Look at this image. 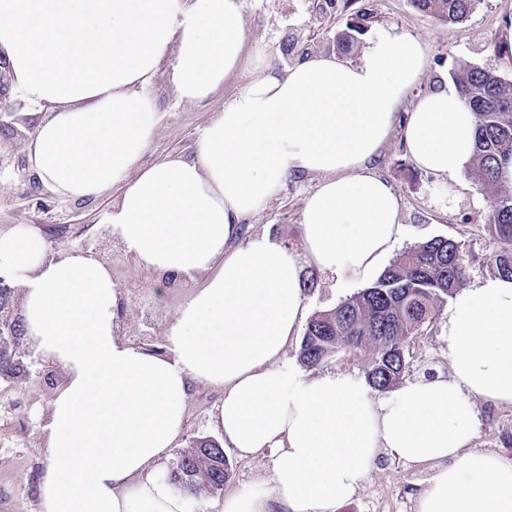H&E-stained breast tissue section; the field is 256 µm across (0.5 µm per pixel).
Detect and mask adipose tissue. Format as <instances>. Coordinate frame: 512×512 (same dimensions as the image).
<instances>
[{
    "instance_id": "1",
    "label": "adipose tissue",
    "mask_w": 512,
    "mask_h": 512,
    "mask_svg": "<svg viewBox=\"0 0 512 512\" xmlns=\"http://www.w3.org/2000/svg\"><path fill=\"white\" fill-rule=\"evenodd\" d=\"M242 0H0V56L13 94L36 109L26 146L42 186L67 199L113 194L112 237L161 276L201 275L166 350L117 332L122 291L91 249L50 251L27 224L0 231V270L23 293L25 334L63 372L39 479L41 512H185L159 467L185 422L190 386L222 389L225 447L274 456V498L242 492L224 512H335L379 452L435 470L417 512H512V463L473 446L476 400L512 405V280L457 292L449 374L390 397L351 374L310 378L283 362L308 313L300 267L372 280L399 241V199L371 165L428 64L419 39L389 30L356 61L319 55L278 69L249 51ZM173 60L179 100L197 103L245 71L192 155L144 156L161 115L150 94ZM405 124L416 165L469 164L476 119L457 89L420 96ZM323 179L307 198L302 250L242 220L292 174Z\"/></svg>"
}]
</instances>
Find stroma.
Here are the masks:
<instances>
[{
  "instance_id": "35a3bbf8",
  "label": "stroma",
  "mask_w": 512,
  "mask_h": 512,
  "mask_svg": "<svg viewBox=\"0 0 512 512\" xmlns=\"http://www.w3.org/2000/svg\"><path fill=\"white\" fill-rule=\"evenodd\" d=\"M512 0H480L468 17L456 24L418 12L411 0H243L242 22L267 63L283 68L286 37H299L311 54L326 53L336 38L352 36L354 46L347 60H356L379 32L396 29L423 41L428 66L412 96L402 106L411 112L417 98L438 83L451 80L454 71L469 66L496 71L512 78V52L504 45L512 38ZM246 75L230 78L217 96L190 104L174 94L167 72L157 76L151 94L162 120L147 158L190 152L210 113L223 107L246 83ZM377 173L400 198L399 221L403 233L396 246L404 251L436 236L462 241L467 264V284L490 277L491 263L501 249L484 219L489 198L479 188L473 166L443 178L420 169L412 160L402 128H395L376 163ZM320 180L316 174L287 177L265 205L242 222L243 237L267 234L299 249L306 198ZM112 203L111 195L75 202L44 196L29 180L11 141L0 132V229L13 224H42L50 231V251L71 248L99 250L112 269L124 301L119 312L122 334L130 343L147 350H163L165 334L179 307L202 280H177L167 284L162 276L141 266L112 239L102 220ZM302 278L311 312L335 307L356 293V286L338 283L335 276L306 264ZM447 312H440L422 336L412 340L406 355L403 381L422 374L448 372ZM55 392L43 380L32 378L21 385L0 382V512H39L37 480L45 464L41 450L43 426ZM219 389L195 385L184 427L174 448L189 447L203 435H213L214 408ZM480 425L473 445L512 462V405L484 400L477 403ZM169 456L165 471L176 465ZM225 455L232 471L224 488L185 497L186 512H220L224 499L241 491H265L270 487L273 457L265 453L244 456L234 449ZM431 474L427 464H408L380 454L356 493L337 505L336 512H415L416 499Z\"/></svg>"
}]
</instances>
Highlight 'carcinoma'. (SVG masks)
Segmentation results:
<instances>
[{"label": "carcinoma", "instance_id": "1", "mask_svg": "<svg viewBox=\"0 0 512 512\" xmlns=\"http://www.w3.org/2000/svg\"><path fill=\"white\" fill-rule=\"evenodd\" d=\"M415 9L455 24L463 21L480 0H411ZM463 103L476 115L475 162L478 181L491 198L485 224L501 241L493 272L512 279V194L501 190L498 174L503 160L512 157V79L481 67L454 73ZM466 275L462 244L433 237L399 254L375 282L333 309L315 313L300 343L298 360L316 367L342 348L369 346L373 354L366 368L370 388L394 386L406 368L411 340L432 323L461 286ZM26 344L25 329L0 345V381L28 380L25 366L10 358L9 349ZM231 467L224 447L207 437L181 451L170 481L195 494L224 487Z\"/></svg>", "mask_w": 512, "mask_h": 512}]
</instances>
